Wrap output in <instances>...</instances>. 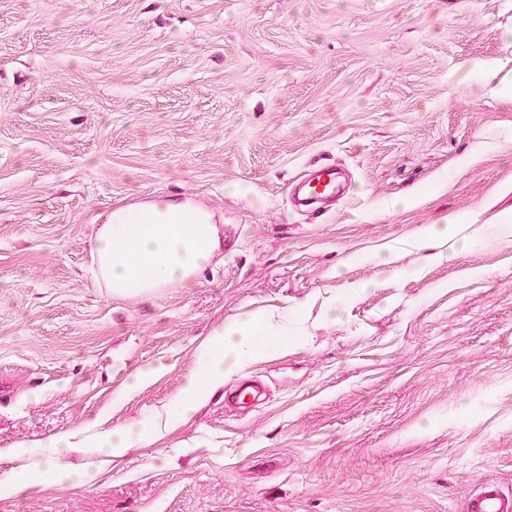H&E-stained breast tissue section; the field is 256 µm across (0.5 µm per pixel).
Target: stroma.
<instances>
[{
    "instance_id": "stroma-1",
    "label": "stroma",
    "mask_w": 512,
    "mask_h": 512,
    "mask_svg": "<svg viewBox=\"0 0 512 512\" xmlns=\"http://www.w3.org/2000/svg\"><path fill=\"white\" fill-rule=\"evenodd\" d=\"M330 163L345 195L295 207L291 181ZM172 194L222 214L223 261L112 294L95 225ZM232 320L279 346L153 428ZM252 378L261 401L227 408ZM134 423L102 461L97 433ZM62 433L75 448H51ZM9 447L0 512L512 496V0H0Z\"/></svg>"
}]
</instances>
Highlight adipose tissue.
Segmentation results:
<instances>
[{
  "mask_svg": "<svg viewBox=\"0 0 512 512\" xmlns=\"http://www.w3.org/2000/svg\"><path fill=\"white\" fill-rule=\"evenodd\" d=\"M224 251V227L202 204L170 197L115 210L94 235L98 270L113 294L144 297L158 288L185 284ZM218 345L202 355V370L187 378L170 416L193 411L224 380L225 367L242 368L263 348L252 324L235 320L215 333Z\"/></svg>",
  "mask_w": 512,
  "mask_h": 512,
  "instance_id": "adipose-tissue-1",
  "label": "adipose tissue"
}]
</instances>
